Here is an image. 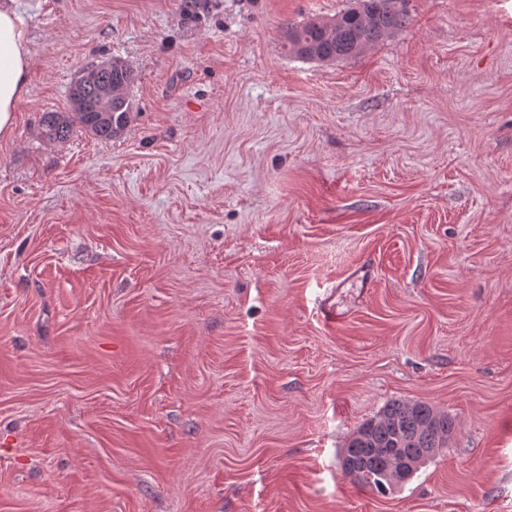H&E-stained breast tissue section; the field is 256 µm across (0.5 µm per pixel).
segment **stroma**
<instances>
[{
	"label": "stroma",
	"mask_w": 512,
	"mask_h": 512,
	"mask_svg": "<svg viewBox=\"0 0 512 512\" xmlns=\"http://www.w3.org/2000/svg\"><path fill=\"white\" fill-rule=\"evenodd\" d=\"M353 4L17 0L0 512H512V0H406L355 56L285 52ZM113 58L125 129L43 138ZM396 400L457 431L379 496L340 455Z\"/></svg>",
	"instance_id": "1"
}]
</instances>
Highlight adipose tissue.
I'll return each instance as SVG.
<instances>
[{"instance_id":"ef3b65f1","label":"adipose tissue","mask_w":512,"mask_h":512,"mask_svg":"<svg viewBox=\"0 0 512 512\" xmlns=\"http://www.w3.org/2000/svg\"><path fill=\"white\" fill-rule=\"evenodd\" d=\"M29 38L17 9L0 0V134L10 133L14 113L28 91Z\"/></svg>"}]
</instances>
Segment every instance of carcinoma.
I'll return each instance as SVG.
<instances>
[{
	"label": "carcinoma",
	"mask_w": 512,
	"mask_h": 512,
	"mask_svg": "<svg viewBox=\"0 0 512 512\" xmlns=\"http://www.w3.org/2000/svg\"><path fill=\"white\" fill-rule=\"evenodd\" d=\"M334 22L336 32L332 34L327 33L326 22L316 19L290 28L285 48L300 59L321 63L350 57L403 27L407 14L395 0H356V5L337 15ZM133 82L129 65L112 60V69L99 72L93 84L82 87L80 97L86 100L85 108L44 113L41 134L49 141H64L78 123L100 139L112 138L128 124L133 103L127 96L112 103V111L100 112L98 89L110 84L128 90ZM454 433L455 422L447 413L427 403L396 400L356 430L343 449L341 469L358 486L384 495L393 491L386 472L390 456L414 460L419 468L430 460L426 450L448 447Z\"/></svg>",
	"instance_id": "cac0c4a2"
}]
</instances>
